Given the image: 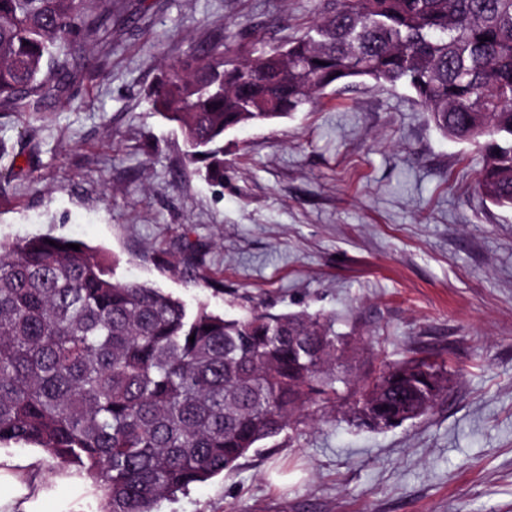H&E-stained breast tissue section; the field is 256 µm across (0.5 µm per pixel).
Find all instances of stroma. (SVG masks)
Instances as JSON below:
<instances>
[{"mask_svg":"<svg viewBox=\"0 0 512 512\" xmlns=\"http://www.w3.org/2000/svg\"><path fill=\"white\" fill-rule=\"evenodd\" d=\"M328 4L125 0L65 96L0 111V240H81L116 280L191 309L323 314L363 375L420 347L444 360L426 416L370 431L336 407L155 512H512V209L475 192L481 151L443 137L405 87L371 84L227 132L214 187L148 105L200 46L268 52ZM0 468L25 489L13 512L101 508L36 446L0 445Z\"/></svg>","mask_w":512,"mask_h":512,"instance_id":"35a3bbf8","label":"stroma"}]
</instances>
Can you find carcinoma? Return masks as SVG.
Returning a JSON list of instances; mask_svg holds the SVG:
<instances>
[{"instance_id": "obj_1", "label": "carcinoma", "mask_w": 512, "mask_h": 512, "mask_svg": "<svg viewBox=\"0 0 512 512\" xmlns=\"http://www.w3.org/2000/svg\"><path fill=\"white\" fill-rule=\"evenodd\" d=\"M122 12V0H0V110L41 112L62 96L74 48ZM367 80L407 87L442 135L479 144L478 191L512 208V0H335L284 49L238 60L221 42L168 65L150 103L221 186L226 132ZM72 243L0 242V444L89 474L104 512H154L233 471L295 432L306 409L336 406L341 385L366 428L423 417L445 390V365L426 350L351 379L337 372L347 342L319 314L190 312L159 288L113 280Z\"/></svg>"}]
</instances>
